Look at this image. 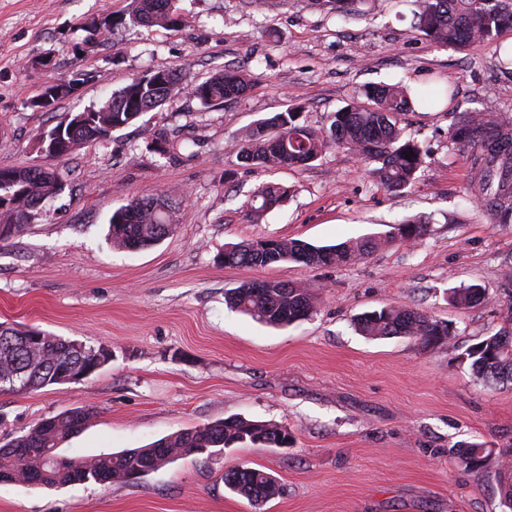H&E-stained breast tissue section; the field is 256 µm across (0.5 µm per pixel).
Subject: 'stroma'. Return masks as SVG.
<instances>
[{"label":"stroma","mask_w":512,"mask_h":512,"mask_svg":"<svg viewBox=\"0 0 512 512\" xmlns=\"http://www.w3.org/2000/svg\"><path fill=\"white\" fill-rule=\"evenodd\" d=\"M132 0H0V169L39 165L65 186L40 220L0 239V323H22L107 349L88 378L0 394V442L43 419L90 406L93 418L59 446L85 459L140 448L169 434L242 417L286 427L287 448L238 445L184 456L134 482L59 488L0 482V512H504L497 469L466 468L469 442L512 448V383L486 386L468 349L512 331V222L467 199V153L448 128L490 105L512 119V71L500 40L457 50L413 28V0H355L340 16L309 0H176L174 28L125 23ZM113 27L91 38L104 18ZM157 69L196 78L252 74L237 101L207 108L166 102L133 125L65 157L38 151L37 134L106 101ZM83 74L50 112L26 106L47 82ZM399 83L448 92L434 112L399 117L426 164L402 191L378 185L356 154L332 148L303 167L242 165L233 143L289 108L328 129L367 89ZM189 150L155 152L163 134ZM267 183L290 188L254 216ZM178 194L173 231L139 251L107 242L112 213L131 198ZM416 241L393 242L345 266L227 267L234 244L267 238L316 246L359 240L411 218ZM275 280L312 288L317 311L273 327L231 310L228 290ZM478 286L466 307L451 289ZM406 305L449 326L450 343L359 334L358 315ZM241 465L270 473L279 495L260 505L224 484Z\"/></svg>","instance_id":"35a3bbf8"}]
</instances>
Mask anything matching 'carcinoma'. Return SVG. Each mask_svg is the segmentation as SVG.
<instances>
[{
	"label": "carcinoma",
	"instance_id": "cac0c4a2",
	"mask_svg": "<svg viewBox=\"0 0 512 512\" xmlns=\"http://www.w3.org/2000/svg\"><path fill=\"white\" fill-rule=\"evenodd\" d=\"M129 14L133 25L179 24L173 0H135ZM415 29L425 39L446 47L459 48L493 40L512 29V5L503 0H416ZM250 80L235 70H224L203 81L189 80L180 70H155L133 80L113 94L102 106L90 108L105 122H96L74 131L67 141L80 147L106 138L146 112L182 95L197 99L203 106H217L238 99ZM366 101H353L333 113L329 129L316 131L299 123L292 109L277 112L258 121L237 144V156L247 166L282 168L308 165L332 147H343L363 160L377 164L372 170L378 183L392 190L412 186L425 165L419 145L405 138L397 116L415 103L408 88L379 86L365 93ZM448 138L467 151L471 165V195L483 202L492 215L512 216V123L493 108L468 114L448 130ZM11 177L10 206L0 209V226L10 224V237L40 218L34 206L58 192L61 176L41 166L0 169ZM288 197V189L263 186L251 200L256 215H261ZM157 198H133L112 213L109 239L113 246L129 250L149 247L169 234V213L154 206ZM427 232L422 221H407L392 226L382 235L343 242L333 246H314L295 239H265L233 245L224 254L228 267H262L275 263L297 262L307 266H333L352 263L395 241H415ZM484 298L476 285L454 290L452 302L470 305ZM230 307L252 319L283 327L304 320L315 311L312 289L282 281H266L264 287L245 282L227 294ZM365 336L384 338L410 336L427 346L451 340L448 326L433 321L409 307L389 306L366 312L356 319ZM40 335L33 345L23 337ZM95 348L80 350L70 340L36 327L0 323V393H28L56 384L59 375L94 366ZM473 371L489 386L512 382V335L496 332L485 336L467 352ZM94 416V408L66 410L41 421L26 433L0 446V482L26 484L30 475L40 477L41 486L99 482H124L129 476L140 479L159 469L164 457L176 459L203 448H229L235 445L287 448L292 444L288 430L278 425L263 426L241 417L206 425L194 430L167 435L148 446L116 453H102L91 459H72L58 452L61 442L80 432V426ZM492 449L483 443H467L458 450L459 459L472 470L487 468ZM503 506L512 512V459L503 452L498 471ZM224 485L254 502L268 501L279 494V485L268 472L242 466L224 474Z\"/></svg>",
	"mask_w": 512,
	"mask_h": 512
}]
</instances>
